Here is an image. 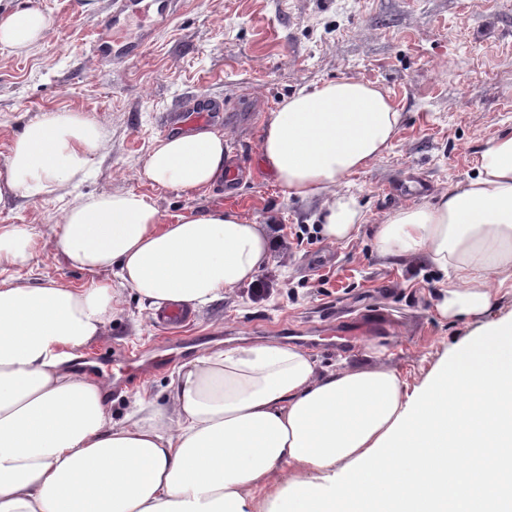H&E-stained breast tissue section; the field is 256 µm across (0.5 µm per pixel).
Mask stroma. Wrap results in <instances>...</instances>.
I'll return each mask as SVG.
<instances>
[{
	"instance_id": "obj_1",
	"label": "stroma",
	"mask_w": 512,
	"mask_h": 512,
	"mask_svg": "<svg viewBox=\"0 0 512 512\" xmlns=\"http://www.w3.org/2000/svg\"><path fill=\"white\" fill-rule=\"evenodd\" d=\"M37 6L50 26L26 53L0 50V174L24 125L48 112H77L105 134L86 178L42 199L4 198L0 226L25 224L44 241L25 269L0 267V282L82 288L86 278L48 242L65 208L103 190H134L165 223L232 207L269 225L277 240L254 283L198 308L185 328L191 346L175 364L132 391L108 395L113 420L135 402L166 409L180 363L217 342L255 345L287 339L325 367L362 360L367 346L415 391L441 362L455 360L492 322L512 320V288L499 289L488 312L457 321L434 305L443 273L427 261L380 257L375 228L400 207L434 202L474 178L479 153L512 129V0H178L165 21L126 17L127 39L146 36L141 57L99 63L90 50L110 0H0V18ZM352 78L384 91L403 119L391 147L347 180L366 218L353 241L318 238L320 197H288L265 171L257 149L266 112L304 87ZM206 94L224 103L229 155L245 163L234 188L183 193L139 180L160 139L159 117L182 99ZM151 302L123 291L121 305L85 358L136 354L159 334ZM346 329L349 346L314 344L316 331Z\"/></svg>"
}]
</instances>
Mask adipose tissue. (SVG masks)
<instances>
[{"label": "adipose tissue", "instance_id": "1", "mask_svg": "<svg viewBox=\"0 0 512 512\" xmlns=\"http://www.w3.org/2000/svg\"><path fill=\"white\" fill-rule=\"evenodd\" d=\"M49 23L36 7L0 18V48L27 52ZM402 114L351 78L303 88L265 114L258 153L288 195L323 196L321 234L353 239L364 214L342 188L396 137ZM104 136L77 112H51L16 138L0 196L37 200L77 185ZM222 133L157 142L139 177L196 192L224 178ZM382 257L447 275L441 317L480 316L512 284V130L483 148L477 178L378 225ZM89 284L0 283V512H512V325L489 324L452 369L413 395L392 368L326 369L269 340L182 364L164 414L148 400L113 421L103 389L70 366L116 313L123 290L160 306L202 307L255 281L276 240L235 209L164 223L133 190L73 202L51 240ZM42 244L0 226V266L24 268ZM109 271L113 280L102 279ZM340 475L332 488L315 474Z\"/></svg>", "mask_w": 512, "mask_h": 512}]
</instances>
